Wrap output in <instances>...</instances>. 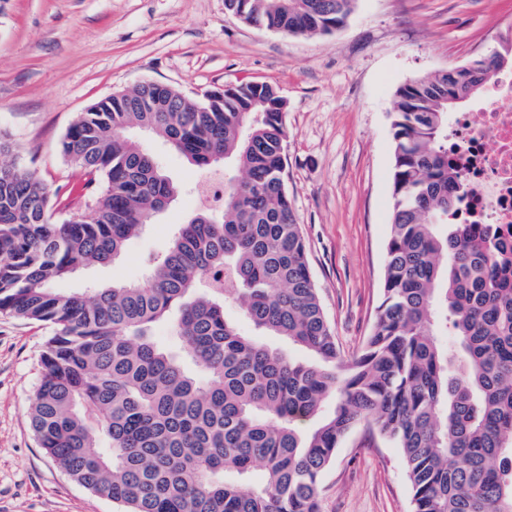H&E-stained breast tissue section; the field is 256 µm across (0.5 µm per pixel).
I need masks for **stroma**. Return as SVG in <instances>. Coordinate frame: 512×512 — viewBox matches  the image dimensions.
<instances>
[{"mask_svg":"<svg viewBox=\"0 0 512 512\" xmlns=\"http://www.w3.org/2000/svg\"><path fill=\"white\" fill-rule=\"evenodd\" d=\"M512 0H356L332 34L292 37L245 25L224 0H0V133L50 191L80 194L59 152L89 105L145 81L194 99L240 82L278 88L288 106L285 187L325 316L345 355L381 302L393 209L391 114L407 80L489 55ZM142 143L181 188L114 264L57 281L140 280L197 209L199 173L161 141ZM50 327L0 313V512H118L39 447L29 419ZM321 512H411L400 451L365 428L321 480Z\"/></svg>","mask_w":512,"mask_h":512,"instance_id":"1","label":"stroma"}]
</instances>
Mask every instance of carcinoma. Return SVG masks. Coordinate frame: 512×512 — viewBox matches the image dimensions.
<instances>
[{
    "instance_id": "1",
    "label": "carcinoma",
    "mask_w": 512,
    "mask_h": 512,
    "mask_svg": "<svg viewBox=\"0 0 512 512\" xmlns=\"http://www.w3.org/2000/svg\"><path fill=\"white\" fill-rule=\"evenodd\" d=\"M356 0H224L238 21L330 34ZM483 82L414 78L391 114L394 206L382 299L341 350L285 188L283 102L244 82L193 100L146 81L80 113L61 153L94 215L57 214L37 173L0 164V312L52 328L31 426L41 448L119 512H320V483L360 425L400 449L412 512H512V242L470 224L448 114ZM148 130L224 178L137 282L53 284L118 259L178 194L131 135ZM233 300L256 334L227 318ZM170 321L181 348L152 327ZM309 354L300 361L260 340Z\"/></svg>"
}]
</instances>
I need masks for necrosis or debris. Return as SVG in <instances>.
<instances>
[{"instance_id": "necrosis-or-debris-1", "label": "necrosis or debris", "mask_w": 512, "mask_h": 512, "mask_svg": "<svg viewBox=\"0 0 512 512\" xmlns=\"http://www.w3.org/2000/svg\"><path fill=\"white\" fill-rule=\"evenodd\" d=\"M474 224L512 231V71H491L467 112L450 120Z\"/></svg>"}]
</instances>
